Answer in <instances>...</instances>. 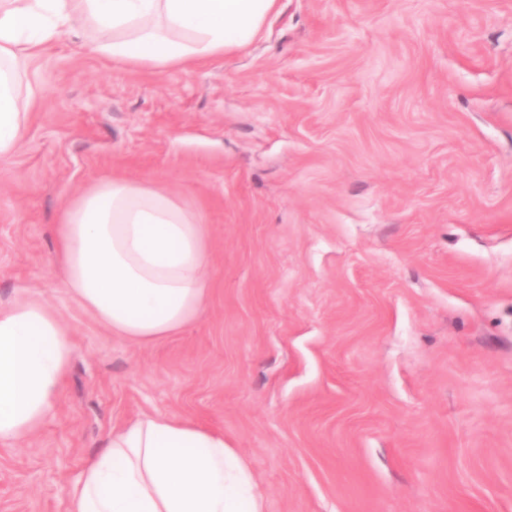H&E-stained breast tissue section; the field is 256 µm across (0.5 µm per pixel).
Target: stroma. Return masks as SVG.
I'll list each match as a JSON object with an SVG mask.
<instances>
[{"mask_svg":"<svg viewBox=\"0 0 512 512\" xmlns=\"http://www.w3.org/2000/svg\"><path fill=\"white\" fill-rule=\"evenodd\" d=\"M74 26L0 161V307L76 349L52 414L0 445V512H71L112 429L222 432L265 512H512V0H279L231 56L154 72ZM207 224L203 317L151 344L66 294L53 227L98 180Z\"/></svg>","mask_w":512,"mask_h":512,"instance_id":"35a3bbf8","label":"stroma"}]
</instances>
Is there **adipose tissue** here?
Listing matches in <instances>:
<instances>
[{"instance_id": "obj_1", "label": "adipose tissue", "mask_w": 512, "mask_h": 512, "mask_svg": "<svg viewBox=\"0 0 512 512\" xmlns=\"http://www.w3.org/2000/svg\"><path fill=\"white\" fill-rule=\"evenodd\" d=\"M278 0H0V160L18 150L37 92L27 60L81 21L96 52L163 70L243 50ZM69 297L112 335L148 344L204 312L207 225L173 196L115 177L62 210L54 227ZM75 351L55 307L32 296L0 309V444L37 433ZM73 512H264L253 472L223 433L168 414L113 429L69 487Z\"/></svg>"}]
</instances>
